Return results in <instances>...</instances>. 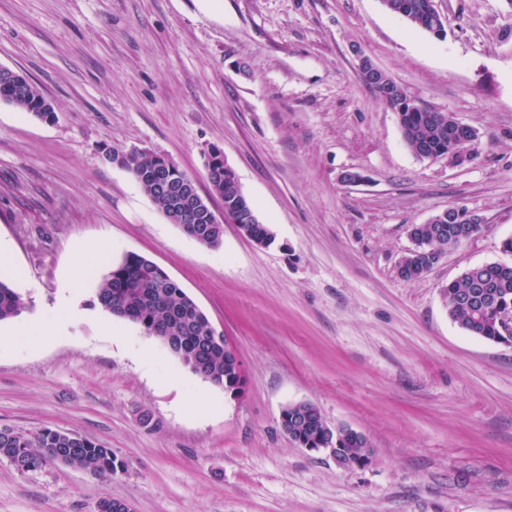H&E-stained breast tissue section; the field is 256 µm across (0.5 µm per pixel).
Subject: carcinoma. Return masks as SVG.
Wrapping results in <instances>:
<instances>
[{
    "label": "carcinoma",
    "mask_w": 512,
    "mask_h": 512,
    "mask_svg": "<svg viewBox=\"0 0 512 512\" xmlns=\"http://www.w3.org/2000/svg\"><path fill=\"white\" fill-rule=\"evenodd\" d=\"M421 0H385L383 7L395 14H405V21L429 32L434 23L430 15L418 10ZM392 111L396 112L401 134L412 152L424 151L437 158L448 153L452 132L451 116L423 105L403 85L387 80L368 83ZM0 103L34 118L53 122L56 112L37 85L17 70L0 69ZM104 162L118 165L127 171L150 196L162 215L183 206L180 189L187 174L164 156L147 150L129 151L109 147L102 151ZM208 184L206 198L224 207L255 212L243 189L234 188L224 175L223 166L205 170ZM199 245L217 248L224 237V225L210 224L206 214L192 213L188 222L178 225ZM253 238L265 245L274 239L269 224L249 225ZM417 235L426 248L441 249L458 245L451 224H416ZM469 292L476 304L468 307L457 301L459 294ZM449 317L468 333L491 341L512 337L500 319L504 309L512 310V264L475 268L450 282L445 292ZM93 304L115 317L139 325L144 332L158 339L179 363L194 375L225 390L232 388L239 377L236 361L224 354V336L215 333L208 316L178 283L154 261L127 253L113 265L98 283ZM29 310V302L9 284L0 281V322L20 316ZM305 415L293 421L289 433L293 439L309 440L321 428L324 418L311 402L288 405V417ZM333 447L354 462L366 459L371 446L355 443L347 436L336 439ZM9 454L36 469L49 461L63 457V462L94 472L108 481L125 470V462L112 449L77 433H63L45 428L33 436L0 429V454Z\"/></svg>",
    "instance_id": "1"
}]
</instances>
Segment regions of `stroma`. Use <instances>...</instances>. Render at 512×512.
I'll return each mask as SVG.
<instances>
[{
	"mask_svg": "<svg viewBox=\"0 0 512 512\" xmlns=\"http://www.w3.org/2000/svg\"><path fill=\"white\" fill-rule=\"evenodd\" d=\"M445 38L380 0H0V66L55 123L0 103V275L43 318L91 247L78 315L0 350V429L95 439L126 469L105 482L0 456V512H512V344L461 328L444 291L512 263V0H436ZM370 57L425 106L478 134L472 158L422 160L361 79ZM162 154L196 180L221 147L275 240L225 225L219 248L166 221L104 146ZM356 171L360 184L343 183ZM483 215L469 242L407 280L412 225ZM129 252L163 267L235 350L229 394L155 338L93 306ZM309 401L364 434L341 468L298 448L282 410Z\"/></svg>",
	"mask_w": 512,
	"mask_h": 512,
	"instance_id": "1",
	"label": "stroma"
}]
</instances>
